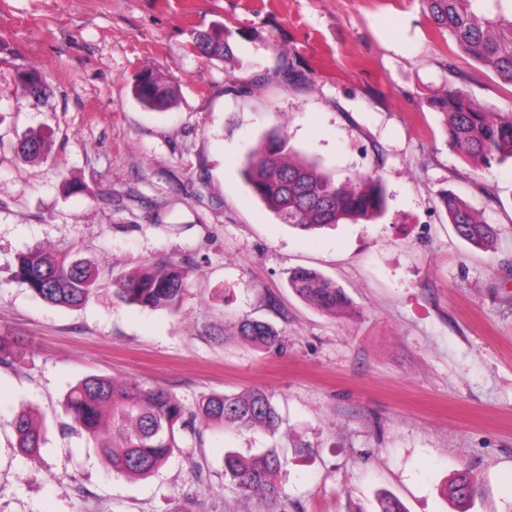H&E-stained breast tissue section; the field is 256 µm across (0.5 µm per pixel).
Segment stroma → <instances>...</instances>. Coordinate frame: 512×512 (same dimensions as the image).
I'll use <instances>...</instances> for the list:
<instances>
[{"instance_id":"1","label":"stroma","mask_w":512,"mask_h":512,"mask_svg":"<svg viewBox=\"0 0 512 512\" xmlns=\"http://www.w3.org/2000/svg\"><path fill=\"white\" fill-rule=\"evenodd\" d=\"M223 23L230 58L190 48ZM37 68L48 104L22 93ZM302 71V83L283 76ZM151 69L175 91L152 111L132 95ZM463 90L512 116V85L442 36L420 0H0V336L20 341L0 367V512H512V163L484 172L448 144L431 99ZM47 158L15 151L32 127ZM335 179L373 173L388 206L376 222L301 231L256 197L242 170L274 129ZM498 231L485 249L448 222L442 192ZM41 246L99 265L78 308L15 282ZM173 258L188 272L176 309L112 296L115 278ZM343 288L330 313L288 286L291 269ZM272 324L279 350L237 334ZM101 375L163 389L186 407L261 389L276 434L210 426L152 477L118 476L86 435L62 429V402ZM47 430L33 463L10 422ZM278 449L275 508L224 479L225 452ZM193 453L202 475L189 469ZM468 475L465 506L449 499Z\"/></svg>"}]
</instances>
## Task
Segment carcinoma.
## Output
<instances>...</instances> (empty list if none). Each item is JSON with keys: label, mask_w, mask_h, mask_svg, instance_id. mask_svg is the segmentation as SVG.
<instances>
[{"label": "carcinoma", "mask_w": 512, "mask_h": 512, "mask_svg": "<svg viewBox=\"0 0 512 512\" xmlns=\"http://www.w3.org/2000/svg\"><path fill=\"white\" fill-rule=\"evenodd\" d=\"M436 29L477 63L512 84V15L489 13L478 4L483 0H421ZM231 32L218 26L192 33V47L206 58L230 54ZM21 88L36 99L47 98V84L34 68H17ZM135 98L152 110L172 104L169 82L151 70L139 74ZM434 107L445 116L448 142L465 158L489 171L512 160V116L496 118L457 89L439 94ZM17 153L35 161L48 156L50 139L41 129H31L19 140ZM288 136L270 133L261 148L251 153L243 176L255 196L289 226L310 231L345 220L370 222L386 210L387 196L382 180L359 174L337 181L306 159L292 157ZM443 205L456 234L476 248L488 246L495 229L483 221L465 200L447 194ZM99 278L96 263L74 254L50 256L35 248L21 256L13 279L42 301L64 307H80L94 294ZM290 288L301 298L326 311L348 306L349 298L335 283L317 271L296 268L290 272ZM113 295L140 308H176L186 288V272L173 261L155 265L137 275L112 283ZM239 334L251 343L278 349L281 339L270 324L246 318ZM17 361L12 342L0 337V366L12 368ZM66 429L99 440L98 450L117 475L149 477L176 452L185 435L200 441L201 425H232L240 430L256 426L270 432L278 429L280 416L271 396L261 390L246 394H212L193 409L185 407L163 390H146L135 383L125 385L89 376L74 385L62 404ZM16 448L31 460L40 457L46 444L45 431L36 426L28 412L21 410L11 421ZM109 436L99 439L102 428ZM281 461L273 449L259 458L245 459L235 452L224 456V478L247 498L266 505L277 503L280 490L273 475ZM449 496L458 503L470 497V479L461 477L449 485Z\"/></svg>", "instance_id": "1"}]
</instances>
